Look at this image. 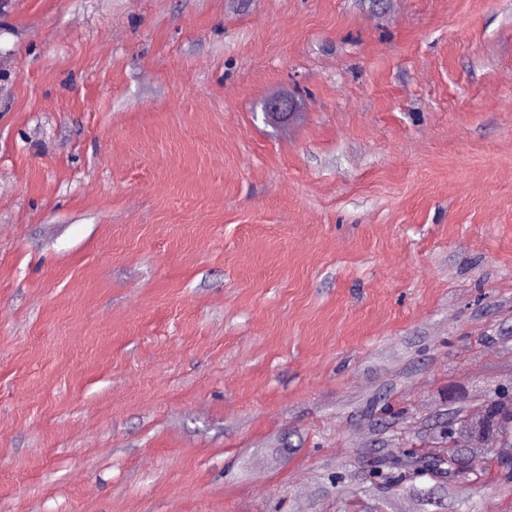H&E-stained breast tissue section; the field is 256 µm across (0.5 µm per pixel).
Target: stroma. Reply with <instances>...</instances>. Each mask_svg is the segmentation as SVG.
<instances>
[{
    "label": "stroma",
    "instance_id": "stroma-1",
    "mask_svg": "<svg viewBox=\"0 0 512 512\" xmlns=\"http://www.w3.org/2000/svg\"><path fill=\"white\" fill-rule=\"evenodd\" d=\"M505 386L512 0H0V512H425ZM464 424L465 433H469L471 438L475 431L482 437L495 436L498 445L504 447L502 453L460 445L426 452L406 448L384 451L383 448L375 469L363 474L362 482L369 483L372 489L385 497L401 492L416 493L437 506L442 503L435 501V492H448L451 483L471 476H474L473 480L482 479L493 462L500 470V479L505 483L512 482L511 404L500 398L489 399Z\"/></svg>",
    "mask_w": 512,
    "mask_h": 512
}]
</instances>
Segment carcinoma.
<instances>
[{"mask_svg":"<svg viewBox=\"0 0 512 512\" xmlns=\"http://www.w3.org/2000/svg\"><path fill=\"white\" fill-rule=\"evenodd\" d=\"M467 433L493 435L503 447L500 454L485 448H435L430 451L386 450L380 454L375 469L362 476V482L385 497L398 493H416L430 502L438 491L461 479L485 476L497 463L499 477L512 482V405L499 398L486 401L465 421Z\"/></svg>","mask_w":512,"mask_h":512,"instance_id":"obj_1","label":"carcinoma"}]
</instances>
